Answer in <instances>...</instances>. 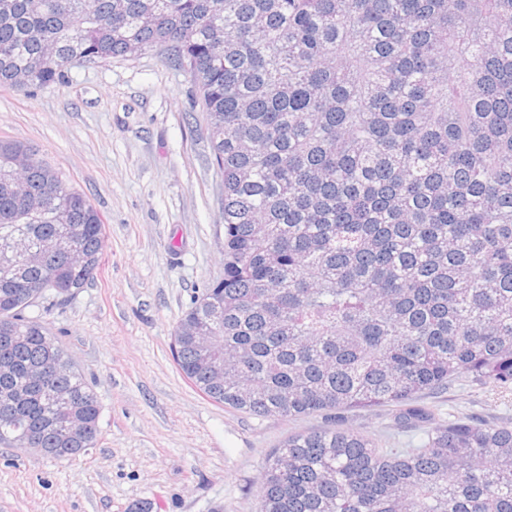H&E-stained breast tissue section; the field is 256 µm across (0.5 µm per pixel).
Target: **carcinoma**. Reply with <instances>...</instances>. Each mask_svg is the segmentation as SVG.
I'll return each instance as SVG.
<instances>
[{
	"mask_svg": "<svg viewBox=\"0 0 512 512\" xmlns=\"http://www.w3.org/2000/svg\"><path fill=\"white\" fill-rule=\"evenodd\" d=\"M153 48L197 86L224 182V277L172 346L197 389L261 417L384 406L423 424L420 396L454 379L512 391V0H0V86ZM64 224L84 266L0 274V445L28 430L58 461L93 447L100 405L24 311L89 283L104 224L0 139V241ZM263 470L259 512H512V426L458 419L417 448L313 429Z\"/></svg>",
	"mask_w": 512,
	"mask_h": 512,
	"instance_id": "obj_1",
	"label": "carcinoma"
}]
</instances>
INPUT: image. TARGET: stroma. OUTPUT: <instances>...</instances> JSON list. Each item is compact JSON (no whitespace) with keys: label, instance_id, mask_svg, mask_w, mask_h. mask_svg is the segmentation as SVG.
Returning a JSON list of instances; mask_svg holds the SVG:
<instances>
[{"label":"stroma","instance_id":"1","mask_svg":"<svg viewBox=\"0 0 512 512\" xmlns=\"http://www.w3.org/2000/svg\"><path fill=\"white\" fill-rule=\"evenodd\" d=\"M30 145L100 211L104 261L42 315L100 408L94 448L70 461L0 446V512H258L262 463L323 416L257 417L179 371L174 330L224 274L223 183L191 79L161 51L70 64L63 80L0 87V139ZM439 422L512 423V391L463 378L426 395ZM334 423L414 448L385 407Z\"/></svg>","mask_w":512,"mask_h":512}]
</instances>
